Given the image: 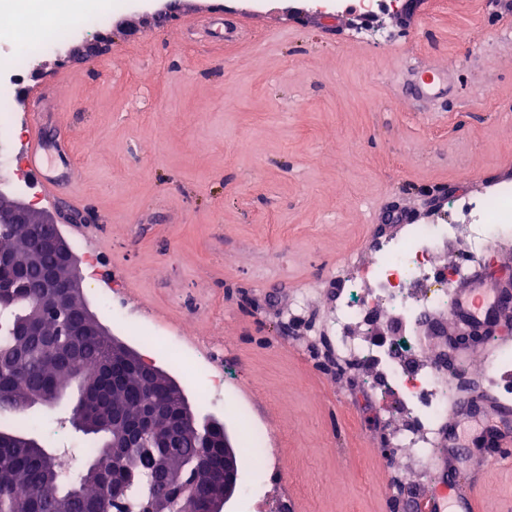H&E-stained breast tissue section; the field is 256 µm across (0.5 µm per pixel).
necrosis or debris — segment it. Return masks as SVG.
I'll use <instances>...</instances> for the list:
<instances>
[{
  "label": "necrosis or debris",
  "instance_id": "obj_1",
  "mask_svg": "<svg viewBox=\"0 0 512 512\" xmlns=\"http://www.w3.org/2000/svg\"><path fill=\"white\" fill-rule=\"evenodd\" d=\"M73 0H0V105L9 104L24 87L31 55L64 39L63 20ZM30 39L31 55L12 53V45ZM466 223L439 218L408 224L395 236L377 241L371 258L347 257L338 277L342 292L330 319L336 354L345 362L375 368L368 387L373 396L392 394L409 418L394 438L397 453L420 472L438 458V438L448 416V379L437 361L424 359L429 337L419 325L428 316L454 306L456 288L470 280L473 269L499 243L512 240V183L503 182L491 194L453 201ZM460 252L452 264L437 257L450 247ZM393 317L384 336L368 335L382 310Z\"/></svg>",
  "mask_w": 512,
  "mask_h": 512
}]
</instances>
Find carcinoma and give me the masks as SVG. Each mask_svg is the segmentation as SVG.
Masks as SVG:
<instances>
[{
  "label": "carcinoma",
  "instance_id": "cac0c4a2",
  "mask_svg": "<svg viewBox=\"0 0 512 512\" xmlns=\"http://www.w3.org/2000/svg\"><path fill=\"white\" fill-rule=\"evenodd\" d=\"M50 232L41 225L0 232V248L26 254L30 248L40 251V262L28 266L23 287L5 293L0 300V422L7 438L0 441V512H138L157 493L150 478L151 463L157 449L147 440L141 448L128 453L112 452V432L105 427L84 433L81 444L91 464H101L97 479L106 486L104 499L92 485H78L65 479L57 458L42 448H34L23 439L41 434V425L30 420L22 425L10 421L26 412L27 389H56L65 395L75 388L78 397L73 413L110 412L112 404L132 409L140 402L158 398L156 385L138 380L141 371L112 359V349L86 326L78 313L71 326L80 346L78 361L64 369L55 358L43 352L41 340L28 337L17 343V329L26 322L31 300L51 284L49 271L54 256L46 246ZM203 435L187 432L174 449V461L182 465L188 482L195 486L194 512H203L207 500L220 482L219 440L215 437L202 447ZM202 454L212 459L211 473L200 475L193 467Z\"/></svg>",
  "mask_w": 512,
  "mask_h": 512
}]
</instances>
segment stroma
<instances>
[{
    "label": "stroma",
    "instance_id": "stroma-1",
    "mask_svg": "<svg viewBox=\"0 0 512 512\" xmlns=\"http://www.w3.org/2000/svg\"><path fill=\"white\" fill-rule=\"evenodd\" d=\"M178 19L112 15L109 54L61 64L90 40L84 18L33 57L29 87L52 88L54 125L68 131L90 239L70 242L85 299L126 336L102 292L122 289L163 345L143 358L176 374L201 413L224 416L194 370L198 331L224 339L236 402L276 439L288 468L273 485L243 464L235 512L291 497L304 512H410L437 475L403 480L390 451L404 415L366 394L360 367L340 366L327 323L345 252L368 259L394 208L426 223L447 214L426 195L494 192L512 181V15L499 0H427L412 13L327 15L312 0H172ZM247 39L204 45L184 27L212 13ZM447 74L433 101L406 95V71ZM142 71L156 72L151 82ZM248 149H241V142ZM497 329L455 373L452 395L482 394ZM479 474L482 512L512 504V464Z\"/></svg>",
    "mask_w": 512,
    "mask_h": 512
}]
</instances>
